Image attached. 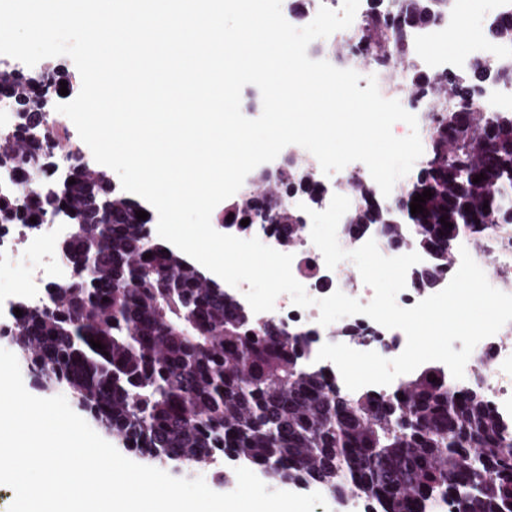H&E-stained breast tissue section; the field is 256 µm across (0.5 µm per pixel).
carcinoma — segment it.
<instances>
[{"label":"carcinoma","mask_w":512,"mask_h":512,"mask_svg":"<svg viewBox=\"0 0 512 512\" xmlns=\"http://www.w3.org/2000/svg\"><path fill=\"white\" fill-rule=\"evenodd\" d=\"M451 5L375 0L339 52L382 71L405 61L409 87L433 104L426 160L388 204L395 222L376 207L368 181L350 182L356 230L433 257L419 272L425 288L452 265L458 235L479 243L512 225V114L468 111L480 84L511 83L512 69L477 62L464 75L430 76L408 58L413 34ZM486 34L512 42V14H493ZM45 79L30 87L0 76V96L13 100L26 128L42 125L36 102L48 107L50 89L69 81L61 70ZM28 163L52 165L26 137H0V167ZM69 178L75 183L63 182L46 201L74 227L63 255L92 268L53 285L55 305L24 310L10 336L39 386L67 389L125 449L155 464L193 467L220 452L275 479L355 493L369 512H430L438 499L453 512H512V425L481 392L456 387L434 366L389 394L342 392L307 364V335L247 316L223 286L148 234L149 220L136 217L145 210L139 201L115 190L106 196V172L78 164ZM296 189L318 195L310 167L291 160L246 186L229 208L232 223L262 211L293 242L299 227L287 198ZM428 189L424 211L411 214L413 197ZM28 223L25 205L0 196V224Z\"/></svg>","instance_id":"obj_1"}]
</instances>
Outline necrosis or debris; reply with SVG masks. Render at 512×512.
<instances>
[{
  "mask_svg": "<svg viewBox=\"0 0 512 512\" xmlns=\"http://www.w3.org/2000/svg\"><path fill=\"white\" fill-rule=\"evenodd\" d=\"M484 13L485 0H454L453 10L436 27L415 34L412 52L417 66L430 73L459 72L476 57L491 64L512 66V42L487 41L478 28H473L465 52H447L449 33L462 25H471ZM351 68L362 76H375L381 96L399 101L406 111L416 116L419 135H426L427 114L432 110L428 99L414 97L402 80L391 81L385 74H372L360 63H352ZM64 100V95L53 94V106L47 112L45 125L37 139L42 151L52 155L60 170L87 161L90 154L89 147L71 128L68 117L56 109L57 104ZM62 228L59 222L40 223L33 229L25 224L0 226V269L18 272L16 288L20 303L50 305L51 297L45 291L46 286L51 283L63 286L69 282L71 267L53 244ZM310 233V224H303L297 240L287 245L282 243L275 225L251 224L239 231L238 236L242 239L258 238L265 245L292 255V274L311 297L319 299L339 290L361 303H369L374 291L364 284L354 263L345 260L335 268H328L320 250L312 243ZM453 246L466 248L483 269L489 283L512 294L511 226L499 229L483 247H476L463 236L456 239ZM270 316L289 329L309 334L317 349L326 343H342L357 351H374L392 359L406 346V335L402 330L385 328L363 315H352L327 326L321 325L316 305L296 307L286 294L277 297ZM458 385L479 389L499 415L506 422H512V322L476 345Z\"/></svg>",
  "mask_w": 512,
  "mask_h": 512,
  "instance_id": "obj_1",
  "label": "necrosis or debris"
}]
</instances>
